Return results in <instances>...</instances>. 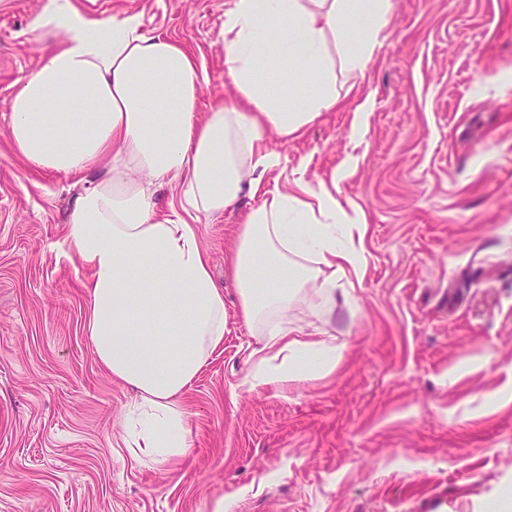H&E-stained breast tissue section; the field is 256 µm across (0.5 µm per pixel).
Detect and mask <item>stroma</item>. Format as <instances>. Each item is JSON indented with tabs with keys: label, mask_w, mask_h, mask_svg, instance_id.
<instances>
[{
	"label": "stroma",
	"mask_w": 512,
	"mask_h": 512,
	"mask_svg": "<svg viewBox=\"0 0 512 512\" xmlns=\"http://www.w3.org/2000/svg\"><path fill=\"white\" fill-rule=\"evenodd\" d=\"M230 2L74 0L139 12L186 45L203 112L236 94ZM392 2L365 74L337 72L336 110L268 136L280 165L260 192L194 219L226 327L177 398L192 447L169 469L128 449L136 393L98 366L85 272L52 248L76 179L13 150L5 115L39 62L41 0H0V512H489L512 493V0ZM317 181L363 214L366 266L335 305L311 296L288 325L346 349L327 376L250 391L257 338L230 251L244 212Z\"/></svg>",
	"instance_id": "35a3bbf8"
}]
</instances>
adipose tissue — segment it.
Here are the masks:
<instances>
[{
    "label": "adipose tissue",
    "instance_id": "ef3b65f1",
    "mask_svg": "<svg viewBox=\"0 0 512 512\" xmlns=\"http://www.w3.org/2000/svg\"><path fill=\"white\" fill-rule=\"evenodd\" d=\"M392 0H232L224 13L231 105L198 109L192 51L147 32L139 13L93 16L44 0L30 24L44 41L9 102V135L29 167L77 176L64 242L89 273L84 332L112 380L140 400L125 426L167 466L192 446L176 398L224 344V291L197 225L158 210L179 181L185 212L220 215L279 165L266 135L299 136L335 110L337 70L365 71ZM362 215L325 183L251 209L231 256L240 316L259 345L250 389L282 387L336 365V346L295 335L288 311L310 288L360 276Z\"/></svg>",
    "mask_w": 512,
    "mask_h": 512
}]
</instances>
